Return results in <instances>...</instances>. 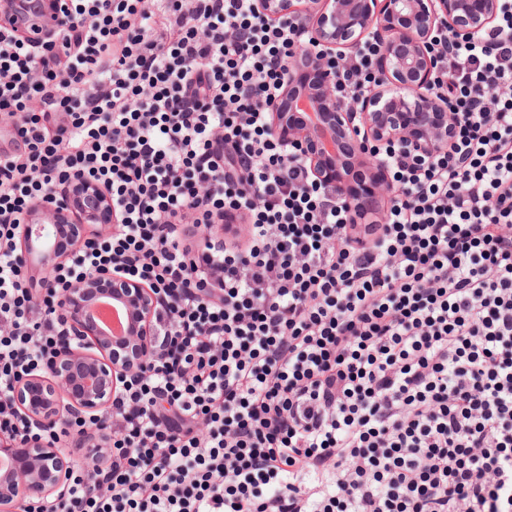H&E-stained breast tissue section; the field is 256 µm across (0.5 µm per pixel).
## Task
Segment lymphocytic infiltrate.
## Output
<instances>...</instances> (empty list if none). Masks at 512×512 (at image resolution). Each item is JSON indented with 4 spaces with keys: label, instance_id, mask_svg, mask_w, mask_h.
Returning a JSON list of instances; mask_svg holds the SVG:
<instances>
[{
    "label": "lymphocytic infiltrate",
    "instance_id": "f902f5d3",
    "mask_svg": "<svg viewBox=\"0 0 512 512\" xmlns=\"http://www.w3.org/2000/svg\"><path fill=\"white\" fill-rule=\"evenodd\" d=\"M255 2L69 0L38 57L0 31V431L29 434L10 397L63 341L60 289L108 266L167 298L158 355L106 419L52 434L110 453L45 512H512V0L435 35L460 121L436 156L383 147L406 198L378 224L272 135L305 37ZM374 58L340 68L349 103ZM73 172L120 222L44 285L17 228Z\"/></svg>",
    "mask_w": 512,
    "mask_h": 512
}]
</instances>
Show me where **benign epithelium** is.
<instances>
[{"instance_id":"7a95c632","label":"benign epithelium","mask_w":512,"mask_h":512,"mask_svg":"<svg viewBox=\"0 0 512 512\" xmlns=\"http://www.w3.org/2000/svg\"><path fill=\"white\" fill-rule=\"evenodd\" d=\"M499 7V0H256L261 14L274 21L289 18L309 38L286 69L270 106L269 128L283 151L296 152L313 180L347 206L352 223L368 216L380 220L405 199L371 146L389 143L433 156L453 142L456 115L435 88L429 53L434 34L445 26L457 35L479 34L493 24ZM73 24L66 0H0V27L35 54L60 43ZM366 42L379 45L377 83L351 110L336 94V73L327 61L348 64ZM352 164L369 180L362 194L348 182ZM118 223L106 187L73 173L19 225L18 258L47 279L67 257L58 249L62 232L73 250L90 235H109ZM38 227L46 231L43 241L36 238ZM102 296L119 302L129 318L120 336L107 334L89 316ZM158 307L148 285L110 269L61 290L67 339L43 371L22 377L13 389L14 407L26 423L52 428L75 416H107L127 377L153 351ZM1 459L10 469L0 476V512H14L26 500L41 505L67 498L71 461L60 449L0 432Z\"/></svg>"}]
</instances>
